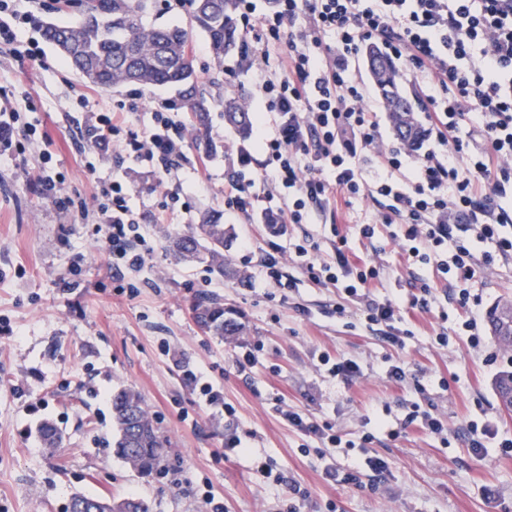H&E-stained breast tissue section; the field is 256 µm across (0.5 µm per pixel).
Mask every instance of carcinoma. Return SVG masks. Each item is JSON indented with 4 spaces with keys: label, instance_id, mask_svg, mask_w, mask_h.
Here are the masks:
<instances>
[{
    "label": "carcinoma",
    "instance_id": "obj_1",
    "mask_svg": "<svg viewBox=\"0 0 512 512\" xmlns=\"http://www.w3.org/2000/svg\"><path fill=\"white\" fill-rule=\"evenodd\" d=\"M147 0H65L64 6L79 13L71 23H41L42 35L58 49L81 77L103 89L124 84L171 86L178 90L181 108L194 130L193 146L213 149L208 138L210 107L199 88L188 47L192 33L205 34L216 64L242 48L243 37L237 24L235 0H191V26L149 25L144 20ZM365 56L371 80L378 89L387 119L395 137L415 150L426 135L417 113L399 81L391 60L377 46L366 47ZM224 124L242 138L250 135L253 116L241 96L224 97ZM230 231L214 215L203 217L186 233L173 240L174 257L205 261L220 275L226 273L224 250ZM196 322L212 336H239L245 325L224 307L218 296L205 294L192 305ZM494 338L512 345V301L493 307L488 315ZM112 420L116 428L115 454L139 474L157 470L165 461L168 439L149 415L144 399L133 388L112 395Z\"/></svg>",
    "mask_w": 512,
    "mask_h": 512
}]
</instances>
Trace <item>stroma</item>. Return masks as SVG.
<instances>
[{
	"mask_svg": "<svg viewBox=\"0 0 512 512\" xmlns=\"http://www.w3.org/2000/svg\"><path fill=\"white\" fill-rule=\"evenodd\" d=\"M13 5L32 16L17 29L26 47L42 42L41 20L72 18L58 11L57 0ZM43 50L35 65L0 43V90L37 121L39 132L0 165V322L11 329L0 334V512H68L78 492L108 502L142 498L151 512H206L208 496L223 502L225 512H286L288 488L266 478L258 469L262 462L307 490L300 512H512V452L493 448L479 458L466 440L468 421L486 414L496 418L502 436L512 437V414L493 391L497 375L512 370V347L491 338L484 321L493 305L512 300V258L478 269L471 283L476 302L466 310L451 303L449 284L432 266L406 264L392 240L398 225L381 224L373 238L362 237L364 217L380 210L373 199L336 202L315 212L311 223L287 224L279 232L226 211L224 180L232 165L224 147L241 139L224 124V92L239 88L249 104L259 102L250 71L234 56L224 60L222 89L212 92L214 152L186 148L185 160L163 185L132 161L118 163L112 151L88 176L83 111L128 109L138 131L149 121L150 102L171 106L177 96L168 88L96 87L52 45ZM45 164L62 178L73 207L61 208L41 193L36 177ZM201 165L209 173L202 189L196 186ZM116 176L126 181L152 247L138 270L121 276L94 213L101 185ZM175 195L180 204L169 223H157ZM208 212L219 213L233 233L224 276L201 262L176 261L167 251L171 239ZM342 236L351 267L382 268L368 288L371 298H402L401 326L409 331L402 346L368 328L357 303L344 300L341 290L314 283L289 251L293 240L305 238L316 245V260L329 261ZM271 256L283 275L295 279L294 291L267 282L264 264ZM418 280L431 286L424 308L412 303L410 284ZM204 294L218 295L240 314L244 335L219 339L200 330L190 307ZM339 303L346 308L341 318L332 313ZM470 311L486 339L477 349L454 333ZM445 328L452 335L441 349L433 339ZM245 348L257 362L242 371L235 358ZM490 351L497 352L496 363L487 362ZM325 355L357 361L360 375L349 382L333 376L321 361ZM391 363L405 368L403 380L386 377ZM189 369L220 390L234 414L203 406L185 382ZM122 387L142 395L172 441L166 467L149 477L112 452V395ZM415 403L437 407L446 437L407 423ZM279 404L349 440V447L332 451L343 466L360 455L353 441L372 433L369 453L388 464L376 487L328 483L319 441L283 420L275 410ZM382 419L387 428L379 427ZM46 423L62 434L58 448L42 441ZM233 437L244 452H225V440Z\"/></svg>",
	"mask_w": 512,
	"mask_h": 512,
	"instance_id": "35a3bbf8",
	"label": "stroma"
}]
</instances>
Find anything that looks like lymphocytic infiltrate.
I'll return each mask as SVG.
<instances>
[{
    "label": "lymphocytic infiltrate",
    "instance_id": "1",
    "mask_svg": "<svg viewBox=\"0 0 512 512\" xmlns=\"http://www.w3.org/2000/svg\"><path fill=\"white\" fill-rule=\"evenodd\" d=\"M236 0L252 33L250 62L264 105L254 118L252 147L227 148L238 168L224 182V207L245 216L261 211L268 224H306L335 195L382 197L383 223L400 222V247L413 264L429 265L459 288L460 305L479 265L512 256V0ZM424 88L423 110L436 149L414 154L384 147L379 111L366 103L351 61L365 43ZM282 49L280 71L260 64ZM470 126L483 140L459 138ZM8 96H0V157L32 140ZM92 147L84 163L118 145L119 154L164 181L184 156L190 131L163 107L151 125L132 130L124 113L88 112ZM98 221L116 267L139 268L151 248L127 202V185L102 189ZM377 266L358 268L345 294L365 321L396 320V301L367 294Z\"/></svg>",
    "mask_w": 512,
    "mask_h": 512
}]
</instances>
